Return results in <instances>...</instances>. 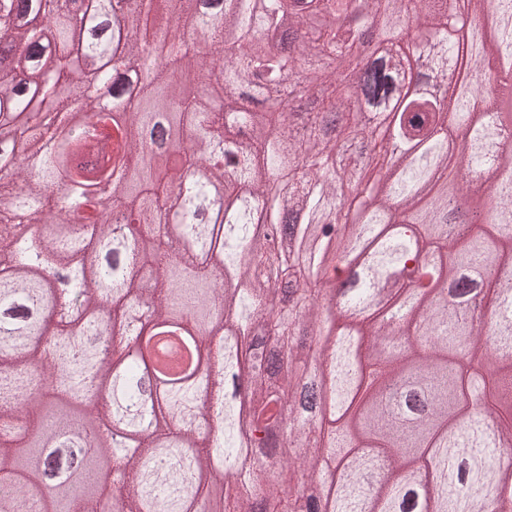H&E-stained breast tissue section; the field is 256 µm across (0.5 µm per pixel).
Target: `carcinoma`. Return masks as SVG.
<instances>
[{"instance_id":"obj_1","label":"carcinoma","mask_w":512,"mask_h":512,"mask_svg":"<svg viewBox=\"0 0 512 512\" xmlns=\"http://www.w3.org/2000/svg\"><path fill=\"white\" fill-rule=\"evenodd\" d=\"M74 2L0 0V512L21 487L34 512H101L26 465L96 423L83 469L121 468L112 512H512V70L464 99L394 97V77L458 57L451 0ZM117 51L146 79L132 99L112 70L109 156L53 114L72 110L63 81ZM499 53L512 31L472 69ZM388 98L390 148L364 123ZM116 169L132 180L109 227L86 208ZM286 220L273 255L259 225ZM105 319L136 348L115 371L84 347ZM180 321L193 351L219 344L234 397L195 365L146 394L152 341ZM256 448L277 464L252 470ZM310 474L319 496H292Z\"/></svg>"}]
</instances>
